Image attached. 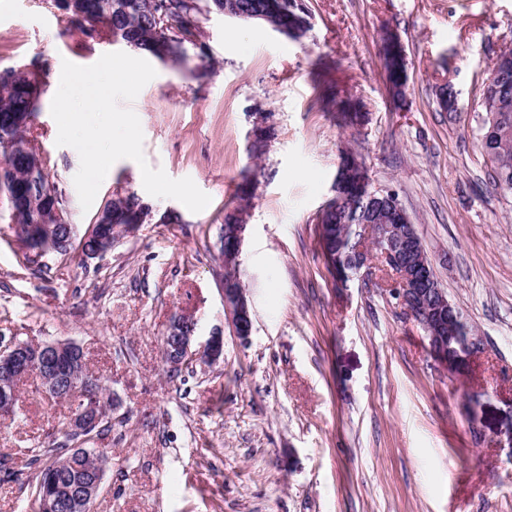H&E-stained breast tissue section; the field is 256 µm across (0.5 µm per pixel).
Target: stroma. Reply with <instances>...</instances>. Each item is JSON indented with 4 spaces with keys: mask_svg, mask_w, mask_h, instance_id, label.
<instances>
[{
    "mask_svg": "<svg viewBox=\"0 0 512 512\" xmlns=\"http://www.w3.org/2000/svg\"><path fill=\"white\" fill-rule=\"evenodd\" d=\"M314 26L293 41L265 24L210 15L218 65L158 58L131 107L150 167L191 178L211 198L201 212L145 194L139 165L117 161L89 210L73 178L77 151L56 143L51 115L63 61L89 66L122 42L81 43L41 0H0V69L41 57L49 69L37 145L85 231L113 193L146 196L156 215L103 257L22 259L0 203V336L73 340L116 396L109 457L94 512H512V192L488 180L483 83L512 47V0H309ZM408 61L393 104L379 54L383 29ZM368 120L338 126L318 100L319 60ZM452 84L457 112L436 91ZM274 130L250 152L256 113ZM372 185L397 193L448 296L486 336L467 378L431 355L421 328L389 294V272L336 282L318 245L316 214L331 195L341 147ZM260 166L240 277L251 301L249 342L224 311V214L244 172ZM197 321L198 343L224 335V359L172 375L162 338L174 316ZM13 423L0 417V456L20 475L0 480V512H24L15 451L59 433L68 411L36 382Z\"/></svg>",
    "mask_w": 512,
    "mask_h": 512,
    "instance_id": "1",
    "label": "stroma"
}]
</instances>
